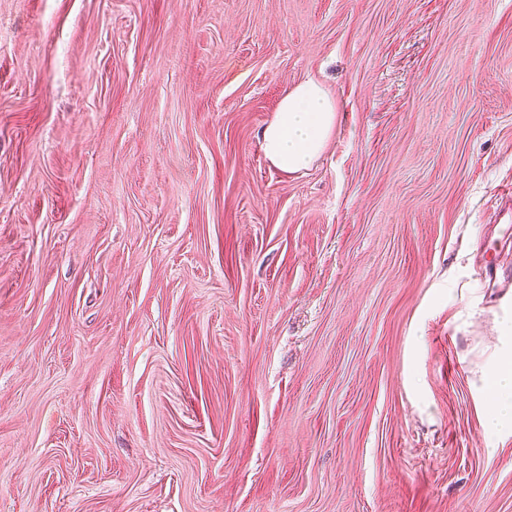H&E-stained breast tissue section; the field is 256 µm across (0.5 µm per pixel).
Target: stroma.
<instances>
[{"label": "stroma", "mask_w": 512, "mask_h": 512, "mask_svg": "<svg viewBox=\"0 0 512 512\" xmlns=\"http://www.w3.org/2000/svg\"><path fill=\"white\" fill-rule=\"evenodd\" d=\"M511 224L512 0H0V512H512ZM336 124V104L317 82L297 85L281 99L263 132L265 157L285 172L307 169L328 143ZM491 387L497 397V407L486 420L485 430L495 434L512 428V358L498 363Z\"/></svg>", "instance_id": "obj_1"}]
</instances>
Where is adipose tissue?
Wrapping results in <instances>:
<instances>
[{"label":"adipose tissue","mask_w":512,"mask_h":512,"mask_svg":"<svg viewBox=\"0 0 512 512\" xmlns=\"http://www.w3.org/2000/svg\"><path fill=\"white\" fill-rule=\"evenodd\" d=\"M336 124V106L315 81L297 85L281 99L263 132V150L275 168L285 172L307 169L328 143ZM495 412L485 430L495 434L512 428V358L499 362L492 380Z\"/></svg>","instance_id":"obj_1"}]
</instances>
